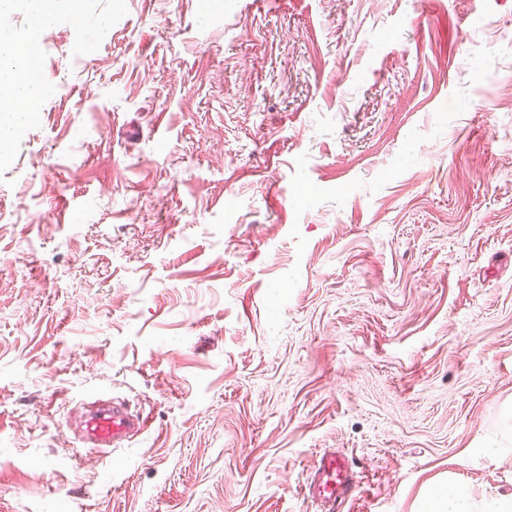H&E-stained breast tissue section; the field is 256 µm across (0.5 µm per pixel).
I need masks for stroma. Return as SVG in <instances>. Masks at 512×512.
Here are the masks:
<instances>
[{"mask_svg": "<svg viewBox=\"0 0 512 512\" xmlns=\"http://www.w3.org/2000/svg\"><path fill=\"white\" fill-rule=\"evenodd\" d=\"M0 512L512 495V0H12ZM150 427L73 453L82 392ZM12 57L21 65L3 70L0 67V93L7 101H0V145L13 137L22 117L33 112L40 90L38 51L34 41L17 46ZM353 487V470L346 455L338 450L323 453L310 474V497L327 512H340L336 508L351 497Z\"/></svg>", "mask_w": 512, "mask_h": 512, "instance_id": "stroma-1", "label": "stroma"}]
</instances>
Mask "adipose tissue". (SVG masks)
<instances>
[{"mask_svg":"<svg viewBox=\"0 0 512 512\" xmlns=\"http://www.w3.org/2000/svg\"><path fill=\"white\" fill-rule=\"evenodd\" d=\"M18 67L0 69V144L13 137L22 117L33 112L40 90L38 51L35 42L17 46Z\"/></svg>","mask_w":512,"mask_h":512,"instance_id":"adipose-tissue-1","label":"adipose tissue"}]
</instances>
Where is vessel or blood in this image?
<instances>
[{
	"label": "vessel or blood",
	"mask_w": 512,
	"mask_h": 512,
	"mask_svg": "<svg viewBox=\"0 0 512 512\" xmlns=\"http://www.w3.org/2000/svg\"><path fill=\"white\" fill-rule=\"evenodd\" d=\"M148 418L120 401L97 399L83 412L75 427V448H93L103 455L143 433ZM353 471L341 451L322 454L310 474L309 495L325 512H336L353 491Z\"/></svg>",
	"instance_id": "obj_1"
}]
</instances>
